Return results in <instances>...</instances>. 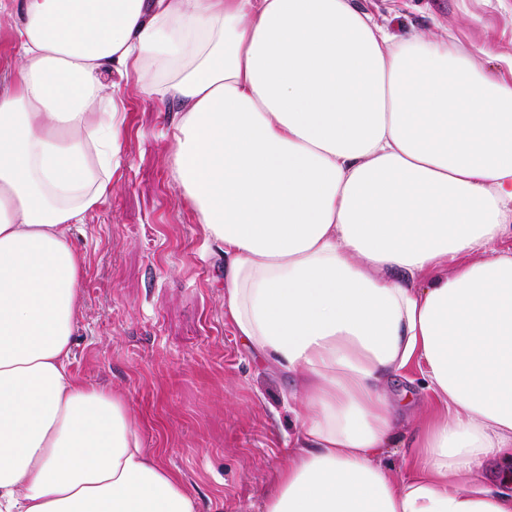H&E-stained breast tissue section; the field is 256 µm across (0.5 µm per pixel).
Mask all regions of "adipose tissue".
Wrapping results in <instances>:
<instances>
[{"instance_id":"ef3b65f1","label":"adipose tissue","mask_w":512,"mask_h":512,"mask_svg":"<svg viewBox=\"0 0 512 512\" xmlns=\"http://www.w3.org/2000/svg\"><path fill=\"white\" fill-rule=\"evenodd\" d=\"M0 512H196L72 368V229L121 166L122 83L175 111L173 176L224 315L300 424L260 512H512V80L355 0H0ZM417 367L445 408L380 464ZM13 18L0 14V73L11 71L17 61V52L12 38Z\"/></svg>"}]
</instances>
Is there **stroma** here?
Instances as JSON below:
<instances>
[{
    "mask_svg": "<svg viewBox=\"0 0 512 512\" xmlns=\"http://www.w3.org/2000/svg\"><path fill=\"white\" fill-rule=\"evenodd\" d=\"M390 32L431 28L473 50L474 66L506 74L512 0H358ZM123 165L108 200L78 225L85 258L72 369L112 389L141 425L145 447L195 494L197 512H257L287 460L299 423L287 382L224 317L223 261L169 163L172 113L125 89ZM419 371L393 380L400 419L382 461L406 474L423 420L443 408Z\"/></svg>",
    "mask_w": 512,
    "mask_h": 512,
    "instance_id": "1",
    "label": "stroma"
}]
</instances>
